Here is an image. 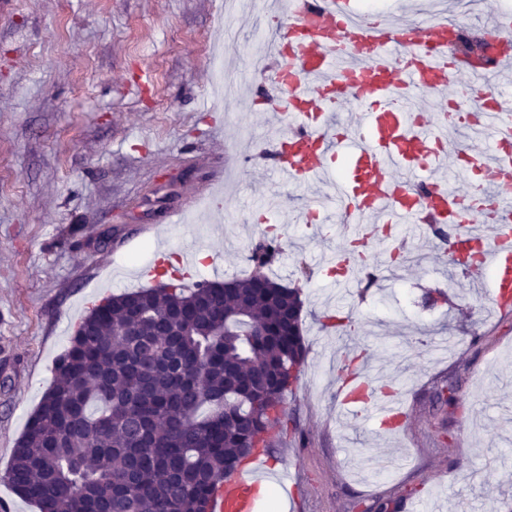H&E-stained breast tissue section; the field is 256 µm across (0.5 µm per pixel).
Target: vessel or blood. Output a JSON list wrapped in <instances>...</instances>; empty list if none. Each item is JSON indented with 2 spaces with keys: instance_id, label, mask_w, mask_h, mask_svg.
I'll return each mask as SVG.
<instances>
[{
  "instance_id": "b4317fda",
  "label": "vessel or blood",
  "mask_w": 512,
  "mask_h": 512,
  "mask_svg": "<svg viewBox=\"0 0 512 512\" xmlns=\"http://www.w3.org/2000/svg\"><path fill=\"white\" fill-rule=\"evenodd\" d=\"M477 26L493 28L491 60L473 66L454 51L462 21L429 6L421 23L366 14L355 0H289L259 63L268 102L286 126L276 140V173L287 183H321L354 242L407 246L429 239L436 224L454 225L453 245L473 249L469 276L490 279L493 307L512 311V13L500 10ZM492 82L477 100L471 143L449 145L447 127L424 101H459L469 77ZM465 177L467 192L448 175ZM197 253L169 264L158 246L142 275L191 278ZM339 412L379 428L400 427L406 410L395 392L349 373L337 385ZM288 469L268 471L263 454L214 490L208 512H256L265 488L288 489Z\"/></svg>"
}]
</instances>
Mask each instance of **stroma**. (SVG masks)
I'll return each mask as SVG.
<instances>
[{
  "instance_id": "1",
  "label": "stroma",
  "mask_w": 512,
  "mask_h": 512,
  "mask_svg": "<svg viewBox=\"0 0 512 512\" xmlns=\"http://www.w3.org/2000/svg\"><path fill=\"white\" fill-rule=\"evenodd\" d=\"M261 13L236 21L224 0H17L0 14V492L17 512H38L3 478L14 448L78 323L102 298L153 287L130 257L146 228L167 222L159 185L179 178L178 199L196 195L211 167L236 166L221 222L199 210L169 224L171 251L197 247L195 281L248 276L261 232L248 223L265 199L286 212L314 200L273 170L276 127L230 95L221 79L260 83L250 59L265 34ZM281 253L273 278L301 289L308 348L301 380L284 404L287 432L274 461L293 474L288 512H366L376 498L398 512H512V312L490 310L445 264L436 241L420 263L365 291L330 287L320 264L344 247L335 227H276ZM447 298L427 307V293ZM343 307L344 335L321 328ZM455 350L433 357L434 339ZM363 349L378 387L405 398L402 431L349 424L337 411V371L326 361ZM454 385L452 403L435 391ZM405 454L394 478L377 470L378 449Z\"/></svg>"
}]
</instances>
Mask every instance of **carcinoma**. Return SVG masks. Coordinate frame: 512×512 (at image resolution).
I'll return each instance as SVG.
<instances>
[{
  "label": "carcinoma",
  "instance_id": "1",
  "mask_svg": "<svg viewBox=\"0 0 512 512\" xmlns=\"http://www.w3.org/2000/svg\"><path fill=\"white\" fill-rule=\"evenodd\" d=\"M281 251L263 235L255 262ZM170 283L93 309L13 450L39 512H206L215 486L285 427L307 349L300 289L256 272Z\"/></svg>",
  "mask_w": 512,
  "mask_h": 512
}]
</instances>
